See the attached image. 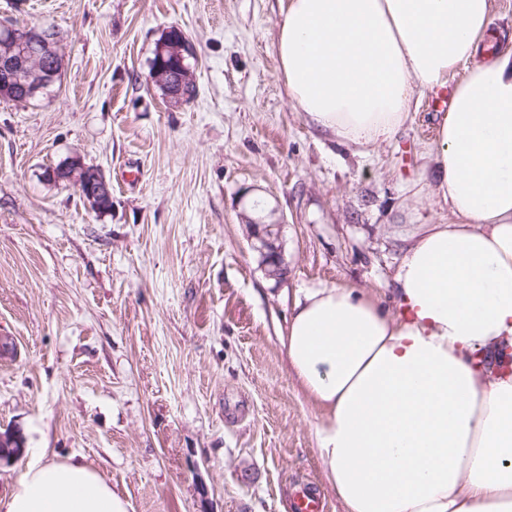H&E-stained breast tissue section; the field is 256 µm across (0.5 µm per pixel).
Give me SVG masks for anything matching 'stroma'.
Here are the masks:
<instances>
[{
    "label": "stroma",
    "instance_id": "obj_1",
    "mask_svg": "<svg viewBox=\"0 0 512 512\" xmlns=\"http://www.w3.org/2000/svg\"><path fill=\"white\" fill-rule=\"evenodd\" d=\"M286 4L0 0V25L51 28L64 56L46 95L0 100V431L26 451L0 496L43 449L81 458L129 512H289L306 482L344 512L280 341L295 294L391 305L411 236L449 214L430 97L374 146L318 131L280 71ZM174 26L194 51L188 102L150 77ZM73 160L105 176L109 211L45 179ZM274 223L280 280L253 237Z\"/></svg>",
    "mask_w": 512,
    "mask_h": 512
}]
</instances>
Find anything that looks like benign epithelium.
<instances>
[{"instance_id": "benign-epithelium-1", "label": "benign epithelium", "mask_w": 512, "mask_h": 512, "mask_svg": "<svg viewBox=\"0 0 512 512\" xmlns=\"http://www.w3.org/2000/svg\"><path fill=\"white\" fill-rule=\"evenodd\" d=\"M0 39L8 45L0 54V86L15 82L28 83L29 95L35 97L42 91V78L55 74L60 62L61 51L53 31L35 27L3 26ZM187 38L177 28L168 31L167 41L159 48V59H170L168 64H159L152 70L153 79L166 85L172 97L188 100L186 89L190 87L191 68L185 64ZM91 208L97 209L112 200L109 186L99 173L77 168L70 176ZM254 237L262 257L266 274L280 280L286 274L282 249L278 244L279 233L276 224L254 225Z\"/></svg>"}]
</instances>
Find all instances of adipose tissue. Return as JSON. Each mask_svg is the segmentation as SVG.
<instances>
[{"label":"adipose tissue","mask_w":512,"mask_h":512,"mask_svg":"<svg viewBox=\"0 0 512 512\" xmlns=\"http://www.w3.org/2000/svg\"><path fill=\"white\" fill-rule=\"evenodd\" d=\"M490 23V0H288L279 28L291 101L343 142L386 141L451 90L433 193L452 223L412 236L393 307L310 288L281 338L345 512H512V54L480 52ZM129 509L77 458L38 456L0 496V512Z\"/></svg>","instance_id":"ef3b65f1"}]
</instances>
